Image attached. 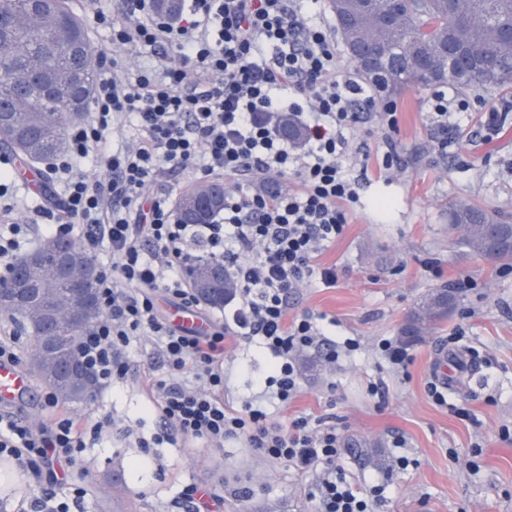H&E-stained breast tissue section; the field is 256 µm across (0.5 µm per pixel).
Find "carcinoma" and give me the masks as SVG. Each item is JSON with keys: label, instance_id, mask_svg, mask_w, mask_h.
<instances>
[{"label": "carcinoma", "instance_id": "1", "mask_svg": "<svg viewBox=\"0 0 512 512\" xmlns=\"http://www.w3.org/2000/svg\"><path fill=\"white\" fill-rule=\"evenodd\" d=\"M359 0H328L336 23ZM512 0H373V8L355 18L354 34L361 37L369 54L389 58L392 65L369 72L352 58L350 62L369 82L387 94L449 83L460 91L481 86L512 89ZM468 46L474 59L448 57L437 50L439 42ZM424 60L440 77L416 80V66ZM96 80V67L88 31L67 6L66 0H0V149L15 153L25 164H41L66 146L70 114L84 113ZM224 210V184L213 181L183 192L176 202L180 224H210ZM448 227L460 233V243L470 252L512 268V222L477 204H448ZM65 250L81 262H92L75 239L46 238L36 253ZM210 269L224 265L198 259L187 267L190 287L202 302L224 307L234 293V281L211 287L205 282ZM42 303L20 297L0 306V315L14 321L38 346L44 332L42 316L66 288L49 265L35 271ZM454 288L433 290L410 314L401 329L406 343L425 335L458 307ZM100 318L98 308L82 323L65 319L52 322L50 334L66 347L80 339ZM33 376L56 395L67 384L60 370L30 362Z\"/></svg>", "mask_w": 512, "mask_h": 512}]
</instances>
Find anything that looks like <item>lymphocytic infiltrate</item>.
Here are the masks:
<instances>
[{"label":"lymphocytic infiltrate","mask_w":512,"mask_h":512,"mask_svg":"<svg viewBox=\"0 0 512 512\" xmlns=\"http://www.w3.org/2000/svg\"><path fill=\"white\" fill-rule=\"evenodd\" d=\"M92 23L109 33L112 69L99 76L87 118L68 129L65 152L47 164L49 179L63 187L59 203L0 225V283L35 236L81 231L84 246L102 254L103 311L81 355L107 388L128 375L132 344L156 350L167 375L148 384L155 444L220 448L241 440L266 459L317 472V512H370L384 488L362 492L337 472L335 427L306 417L276 422L268 406L298 392L301 354L336 357L324 315H289L290 300L312 281L335 284V268L317 259L342 236L358 199L355 172L369 165L351 135L368 112L396 129L395 102L359 78L334 28L303 0H186L174 19L155 13L150 0H117ZM140 48L154 66L127 69L126 52ZM426 107L436 150L447 154L448 129L469 101L438 90ZM285 116L302 130L300 140L279 133ZM90 157L92 173L82 168ZM196 171L225 181L215 223L175 218L167 183ZM195 256L230 265L238 295L233 313L209 318L202 334L173 325L158 307L162 298L197 305L184 276ZM230 336L258 339L272 358L264 398L237 408L224 404ZM110 429L109 420L90 426L60 411L39 425L0 414V456L47 483L35 500L39 512H70L56 499L54 466L75 465L87 439Z\"/></svg>","instance_id":"f902f5d3"}]
</instances>
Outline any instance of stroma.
Wrapping results in <instances>:
<instances>
[{
  "label": "stroma",
  "instance_id": "1",
  "mask_svg": "<svg viewBox=\"0 0 512 512\" xmlns=\"http://www.w3.org/2000/svg\"><path fill=\"white\" fill-rule=\"evenodd\" d=\"M428 95L425 89L395 95L396 132L373 122L354 133L355 147L373 157L382 153L385 137H393L405 169L394 176L375 170L361 179L344 235L318 258L321 266L335 267V285L301 289L292 310L335 319L336 340L353 338L360 347L333 363L304 356L300 392L279 417L336 426L337 463L347 480L363 490L387 485L372 512H512V435L501 433L512 428V269L468 252L448 228V204L455 200L512 216V114L492 141L472 127L461 137V153L440 158L426 121ZM463 274L474 288L462 291L447 321L408 345L413 361L406 372L391 370L379 340L398 337L417 303ZM454 334L460 340L452 345ZM442 352L472 358L466 373L448 369L457 381L448 400L468 409L469 417L452 415L428 395ZM131 365L127 381L68 406L90 421L108 417L131 430L104 436L79 454L69 488L57 492L58 500L70 502L71 488L84 489L71 512H182L179 492L189 483L222 495L224 512H314V474L267 461L244 443L141 447L157 430L145 378L162 376L163 369L147 344ZM224 365L230 372L224 401L231 406L248 389L240 366L258 375L269 370L257 344L232 339ZM354 443L371 448L376 462L359 465L349 452ZM401 455L410 461L407 468L396 465ZM245 483L253 490L246 500L237 495Z\"/></svg>",
  "mask_w": 512,
  "mask_h": 512
}]
</instances>
